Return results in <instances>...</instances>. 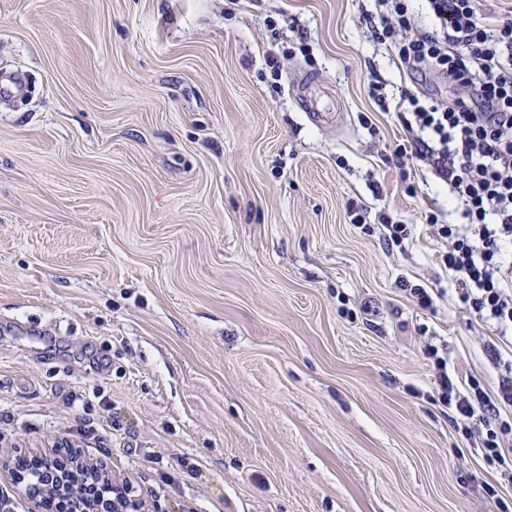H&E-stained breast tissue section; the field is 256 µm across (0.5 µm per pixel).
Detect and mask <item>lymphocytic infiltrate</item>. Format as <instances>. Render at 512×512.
<instances>
[{
	"label": "lymphocytic infiltrate",
	"mask_w": 512,
	"mask_h": 512,
	"mask_svg": "<svg viewBox=\"0 0 512 512\" xmlns=\"http://www.w3.org/2000/svg\"><path fill=\"white\" fill-rule=\"evenodd\" d=\"M376 2L375 37L403 71L442 72L469 93L442 104L408 92L399 106L408 113L411 156L448 177L464 204L463 223L439 228L447 243L444 268L469 310L512 328V263L504 258L512 246V22H493L477 10V0H427L442 27L428 33L409 16L405 0ZM425 355L434 361L438 402L455 410L466 438L512 483V425L502 418L512 410V361L490 393L476 376H450L436 348L426 347Z\"/></svg>",
	"instance_id": "obj_1"
}]
</instances>
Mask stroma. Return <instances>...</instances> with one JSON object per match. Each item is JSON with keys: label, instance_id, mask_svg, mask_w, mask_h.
Returning a JSON list of instances; mask_svg holds the SVG:
<instances>
[{"label": "stroma", "instance_id": "obj_1", "mask_svg": "<svg viewBox=\"0 0 512 512\" xmlns=\"http://www.w3.org/2000/svg\"><path fill=\"white\" fill-rule=\"evenodd\" d=\"M376 18L0 0V76L25 83L0 99L1 458L68 441L150 512L512 510L424 355L492 392L512 331L441 263L428 217L461 201L395 154L405 91H465L400 71Z\"/></svg>", "mask_w": 512, "mask_h": 512}]
</instances>
